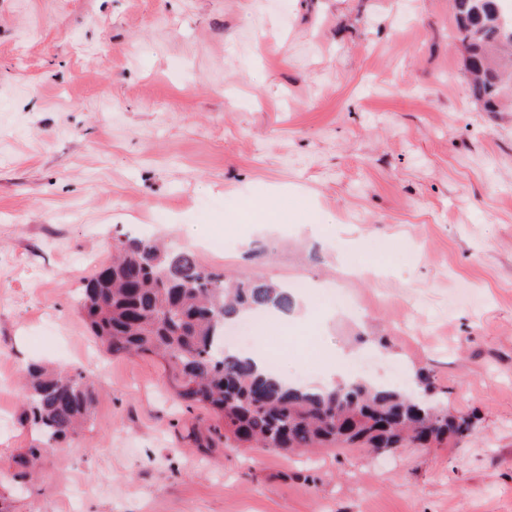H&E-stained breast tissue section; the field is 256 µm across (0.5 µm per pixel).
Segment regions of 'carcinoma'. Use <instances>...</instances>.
Returning <instances> with one entry per match:
<instances>
[{
  "instance_id": "cac0c4a2",
  "label": "carcinoma",
  "mask_w": 512,
  "mask_h": 512,
  "mask_svg": "<svg viewBox=\"0 0 512 512\" xmlns=\"http://www.w3.org/2000/svg\"><path fill=\"white\" fill-rule=\"evenodd\" d=\"M454 38L466 51L472 99L500 112L512 97V17L500 0H448ZM112 262L99 266L79 293L78 310L110 356L149 355L165 368L188 408L210 411L227 448H375L459 445L474 424L393 385L353 383L311 393L257 371L252 358L224 346V326L257 310L288 311V286L202 267L139 236L115 240ZM25 420L46 443L74 435L94 398L82 373L34 366L27 374Z\"/></svg>"
}]
</instances>
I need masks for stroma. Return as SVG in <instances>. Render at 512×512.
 Segmentation results:
<instances>
[{
  "instance_id": "obj_1",
  "label": "stroma",
  "mask_w": 512,
  "mask_h": 512,
  "mask_svg": "<svg viewBox=\"0 0 512 512\" xmlns=\"http://www.w3.org/2000/svg\"><path fill=\"white\" fill-rule=\"evenodd\" d=\"M452 28L448 0H0V512H512V112L474 104ZM127 233L305 281L259 338L281 375L343 349L425 371L473 436L225 447L76 308ZM32 363L97 396L51 447L22 420Z\"/></svg>"
}]
</instances>
